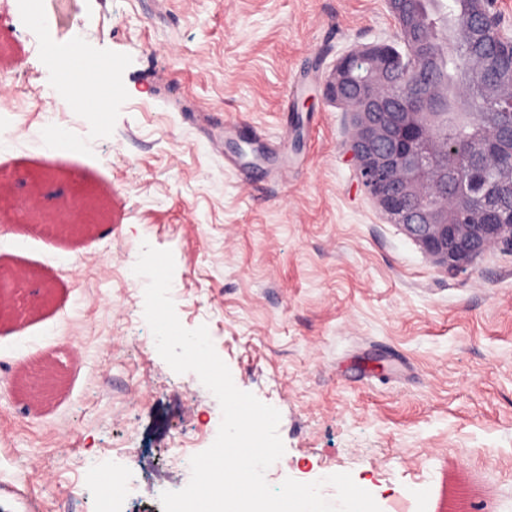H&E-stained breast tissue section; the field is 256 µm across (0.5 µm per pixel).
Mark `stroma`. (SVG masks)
<instances>
[{
	"instance_id": "35a3bbf8",
	"label": "stroma",
	"mask_w": 512,
	"mask_h": 512,
	"mask_svg": "<svg viewBox=\"0 0 512 512\" xmlns=\"http://www.w3.org/2000/svg\"><path fill=\"white\" fill-rule=\"evenodd\" d=\"M19 2L0 0V114L26 105L0 137V262L55 301L0 324V379L42 351L72 385L38 407L0 391V484L27 482L0 512H98L121 464L125 512H163L158 488L183 489L215 440L218 400L151 339L145 242L174 255L181 324L207 326L235 386L280 412L271 486L347 472L381 512H436L455 474L475 512H512V252L435 264L365 191L352 116L319 94L353 46L396 43L385 0ZM76 37L118 76L87 112L48 63ZM34 185L45 209L110 189L121 221L47 236L24 221Z\"/></svg>"
}]
</instances>
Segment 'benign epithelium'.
I'll return each instance as SVG.
<instances>
[{
	"mask_svg": "<svg viewBox=\"0 0 512 512\" xmlns=\"http://www.w3.org/2000/svg\"><path fill=\"white\" fill-rule=\"evenodd\" d=\"M403 50L358 45L336 60L322 91L353 115L349 153L361 184L389 220L413 237L436 264L460 268L490 248L512 250V18L498 0H469L466 23L448 41L469 46L468 83L478 85L494 112H471L465 86L448 102V83L435 64L446 45L427 33L420 0H386ZM479 117L480 139L453 138L447 128ZM57 215L52 226L76 235L95 223ZM28 271L0 274V321L21 327L13 285Z\"/></svg>",
	"mask_w": 512,
	"mask_h": 512,
	"instance_id": "1",
	"label": "benign epithelium"
}]
</instances>
